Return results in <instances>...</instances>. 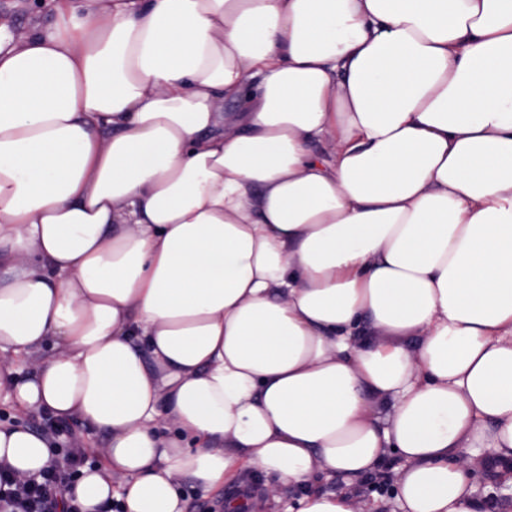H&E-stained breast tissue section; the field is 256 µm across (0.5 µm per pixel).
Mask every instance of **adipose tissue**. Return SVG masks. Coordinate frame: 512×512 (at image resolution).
Wrapping results in <instances>:
<instances>
[{
	"label": "adipose tissue",
	"instance_id": "ef3b65f1",
	"mask_svg": "<svg viewBox=\"0 0 512 512\" xmlns=\"http://www.w3.org/2000/svg\"><path fill=\"white\" fill-rule=\"evenodd\" d=\"M0 269V394L108 439L81 512H186L184 477L355 512L386 471L398 512H489L462 452L512 474V0L0 29ZM57 459L0 423L16 478Z\"/></svg>",
	"mask_w": 512,
	"mask_h": 512
}]
</instances>
